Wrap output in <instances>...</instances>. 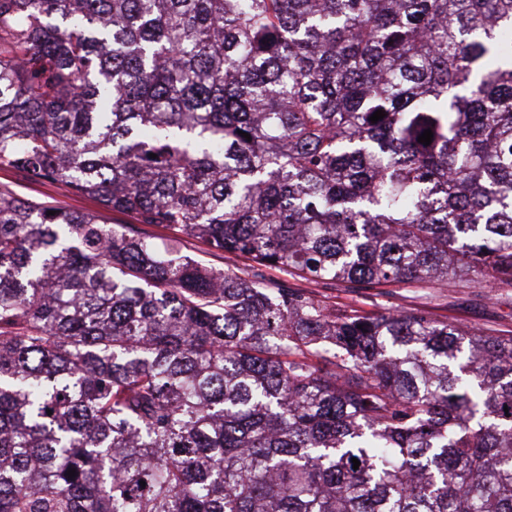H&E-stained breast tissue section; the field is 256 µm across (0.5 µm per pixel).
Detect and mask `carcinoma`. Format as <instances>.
<instances>
[{"instance_id":"carcinoma-1","label":"carcinoma","mask_w":512,"mask_h":512,"mask_svg":"<svg viewBox=\"0 0 512 512\" xmlns=\"http://www.w3.org/2000/svg\"><path fill=\"white\" fill-rule=\"evenodd\" d=\"M1 167L135 223L0 191V512H512V336L266 277L512 286V0H0ZM182 251L202 263L216 268H224L226 265H236L241 269L247 268V264L243 260L233 257L227 258L225 254L220 252L209 251L205 245L193 238L183 237Z\"/></svg>"}]
</instances>
